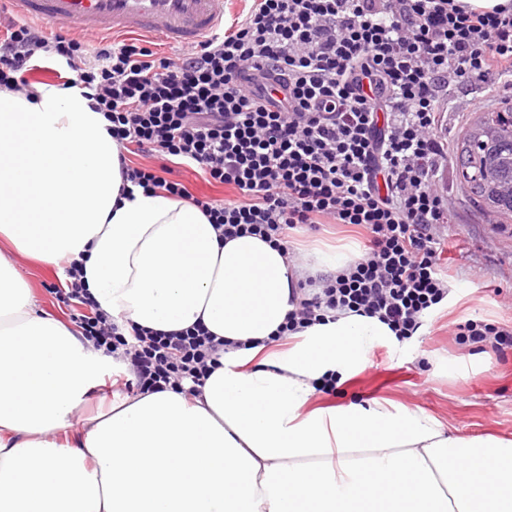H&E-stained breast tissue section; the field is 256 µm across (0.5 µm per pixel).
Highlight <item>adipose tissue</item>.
I'll list each match as a JSON object with an SVG mask.
<instances>
[{
    "label": "adipose tissue",
    "instance_id": "ef3b65f1",
    "mask_svg": "<svg viewBox=\"0 0 512 512\" xmlns=\"http://www.w3.org/2000/svg\"><path fill=\"white\" fill-rule=\"evenodd\" d=\"M80 86L0 89V512H512V441L468 439L401 405L319 408L317 385L390 337L351 313L269 338L315 265L255 235L225 241L197 206L121 194L116 142ZM81 261L99 311L223 339L197 394L82 416L103 353L39 308L15 254Z\"/></svg>",
    "mask_w": 512,
    "mask_h": 512
}]
</instances>
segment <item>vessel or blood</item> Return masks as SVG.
<instances>
[{"mask_svg":"<svg viewBox=\"0 0 512 512\" xmlns=\"http://www.w3.org/2000/svg\"><path fill=\"white\" fill-rule=\"evenodd\" d=\"M21 16L73 35L198 44L224 28V0H6Z\"/></svg>","mask_w":512,"mask_h":512,"instance_id":"vessel-or-blood-1","label":"vessel or blood"}]
</instances>
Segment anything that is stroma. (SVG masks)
Segmentation results:
<instances>
[{
	"label": "stroma",
	"mask_w": 512,
	"mask_h": 512,
	"mask_svg": "<svg viewBox=\"0 0 512 512\" xmlns=\"http://www.w3.org/2000/svg\"><path fill=\"white\" fill-rule=\"evenodd\" d=\"M486 110L497 108L500 97H486L482 88L466 85L451 96L444 118L448 143H455L471 116L473 101ZM448 208V246L441 262L455 291L428 319L419 335L398 342L385 340L370 354L362 369L341 377L333 394H319L323 407L368 406L387 399L422 410L452 425L461 436L494 434L512 439V350L505 357L457 344L456 327L469 320L512 327V224H488L459 185L454 167L445 170ZM361 227L323 224L319 229H292L289 246L299 253L344 247L364 251ZM18 270L42 308L66 324L75 312L52 287L63 278L62 267H44L18 257Z\"/></svg>",
	"instance_id": "stroma-1"
}]
</instances>
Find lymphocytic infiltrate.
<instances>
[{
  "label": "lymphocytic infiltrate",
  "instance_id": "1",
  "mask_svg": "<svg viewBox=\"0 0 512 512\" xmlns=\"http://www.w3.org/2000/svg\"><path fill=\"white\" fill-rule=\"evenodd\" d=\"M88 45L1 14L0 88L28 92L42 60H64L120 153L154 151L231 190L223 200L199 196L171 167L122 166L132 186L190 201L224 237L281 245L300 224L365 230L363 256L347 273L307 279L279 337L348 311L403 341L447 298L448 97L469 84L492 93L512 79L511 7L255 0L224 31L172 55L140 38ZM78 324L104 354H122L127 385L140 392L202 385L221 347L201 325L152 334L99 311ZM457 336L512 349V327L470 320Z\"/></svg>",
  "mask_w": 512,
  "mask_h": 512
}]
</instances>
